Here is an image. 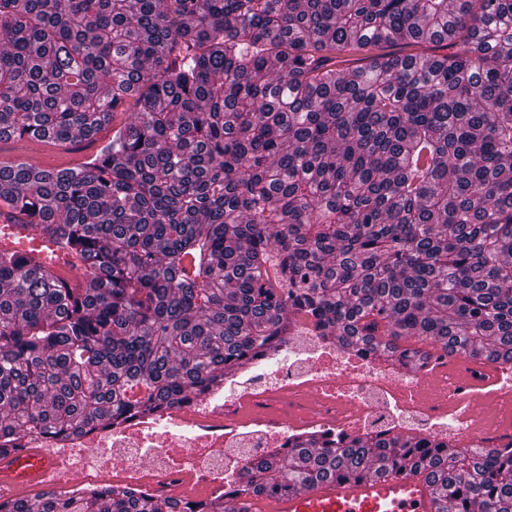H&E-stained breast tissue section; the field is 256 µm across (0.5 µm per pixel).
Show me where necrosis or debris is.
Masks as SVG:
<instances>
[{"mask_svg": "<svg viewBox=\"0 0 512 512\" xmlns=\"http://www.w3.org/2000/svg\"><path fill=\"white\" fill-rule=\"evenodd\" d=\"M502 374L454 356L409 375L336 352L300 322L276 359L207 399L57 443L33 438L31 448L57 463L37 487L65 494L121 486L180 503L207 500L303 429H421L494 448L512 436V380Z\"/></svg>", "mask_w": 512, "mask_h": 512, "instance_id": "obj_1", "label": "necrosis or debris"}]
</instances>
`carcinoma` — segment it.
Instances as JSON below:
<instances>
[{
    "instance_id": "carcinoma-1",
    "label": "carcinoma",
    "mask_w": 512,
    "mask_h": 512,
    "mask_svg": "<svg viewBox=\"0 0 512 512\" xmlns=\"http://www.w3.org/2000/svg\"><path fill=\"white\" fill-rule=\"evenodd\" d=\"M424 43L448 53L336 56ZM108 128L76 168L0 163V215L88 272L0 249V458L212 393L302 318L403 367L434 357L410 338L512 366V0H0V140ZM450 447L304 432L193 507L112 488L0 512H224L389 471L438 512H512V437Z\"/></svg>"
}]
</instances>
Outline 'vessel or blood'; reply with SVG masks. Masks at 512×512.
<instances>
[{
    "instance_id": "obj_1",
    "label": "vessel or blood",
    "mask_w": 512,
    "mask_h": 512,
    "mask_svg": "<svg viewBox=\"0 0 512 512\" xmlns=\"http://www.w3.org/2000/svg\"><path fill=\"white\" fill-rule=\"evenodd\" d=\"M0 244L52 267L66 282H75L83 274L64 246L32 229L1 222ZM48 465L43 456L17 453L0 459V479L27 485L37 481ZM258 507L260 512H436V492L425 476L387 472L331 478L285 497L259 500Z\"/></svg>"
}]
</instances>
